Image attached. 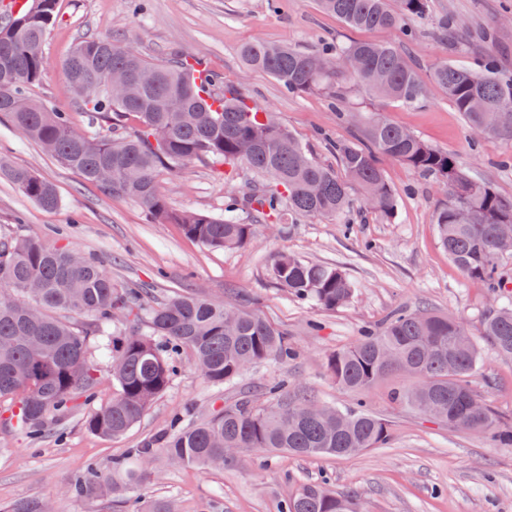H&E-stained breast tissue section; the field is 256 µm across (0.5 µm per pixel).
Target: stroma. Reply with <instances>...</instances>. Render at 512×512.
I'll return each instance as SVG.
<instances>
[{"mask_svg": "<svg viewBox=\"0 0 512 512\" xmlns=\"http://www.w3.org/2000/svg\"><path fill=\"white\" fill-rule=\"evenodd\" d=\"M134 14L132 0H58L57 19L43 47L45 71L30 94L72 113L73 96L62 65L81 38L122 36L151 61L188 53L235 85L260 106L269 108L320 163L337 168L333 141L357 142L358 133L336 115L323 93L290 94L269 75L248 70L240 56L243 44L259 38L305 51L326 44L372 42L401 44L397 28L360 30L324 14L317 0H144ZM512 0H428V12L412 21L418 32L409 58L419 78L429 83L430 101L408 107L381 102L345 84V106L352 112H379L429 144L451 152L459 165L512 196V167L498 164L504 142L475 136L444 91L431 85L434 65L458 60L453 42L436 38L435 27L452 17L468 33L469 63L485 59L512 76ZM0 156L33 170L54 185L59 205L48 211L0 177V238H37L107 264L116 286L139 283L155 297L192 292L257 312L285 332L297 356L251 368L234 383L215 387L177 358L169 388L123 437L96 435L86 427L91 414L116 391L109 369L98 374L96 397L45 432L31 437L15 429L0 408V512L15 502L51 494L55 512H138L150 501H169L178 512H279L298 484L319 483L358 496L363 512H512V447H497L484 436L426 421L405 405L388 400L395 385L413 380L394 374L370 390L367 409L389 425L388 441L355 456L299 458L252 452L224 470L157 465V478L132 486L120 496L82 500L67 489L76 474L97 468L108 474L126 449L169 430L176 415L204 416L248 393L285 379L312 391L322 402L348 408L355 397L325 371L329 354L359 339L363 327L383 322L396 308L427 309L478 328L491 298L486 286L470 279L448 259L434 223L446 194L385 156L378 165L397 199V212L385 220L360 211L361 191L351 187L354 212L338 218H297L258 229L245 247L210 248L186 237L179 225L158 224L136 201L109 194L63 167L34 141L0 119ZM159 188L176 210L223 216L228 193L248 191L246 169L220 179L210 165L195 162L178 173H161ZM288 251L303 259L343 269L354 282L351 302L333 312L295 300L275 282L269 257ZM482 360L473 377L476 390L500 418L512 422V358L477 337Z\"/></svg>", "mask_w": 512, "mask_h": 512, "instance_id": "stroma-1", "label": "stroma"}]
</instances>
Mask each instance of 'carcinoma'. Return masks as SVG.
I'll return each mask as SVG.
<instances>
[{
	"label": "carcinoma",
	"mask_w": 512,
	"mask_h": 512,
	"mask_svg": "<svg viewBox=\"0 0 512 512\" xmlns=\"http://www.w3.org/2000/svg\"><path fill=\"white\" fill-rule=\"evenodd\" d=\"M321 10L358 29L401 27L427 12L428 0H318ZM57 0L13 14L0 8V114L61 165L101 188L137 200L159 224H178L186 236L212 248L247 245L257 227L280 224L288 215L336 218L349 211V182L359 184L363 206L383 219L393 216L396 196L376 157L394 159L436 181L448 204L435 216L449 260L467 277L490 288L496 305L483 315L479 335L502 356L512 357V289L507 284L511 253L499 250L498 228L512 224V198L462 169L456 158L379 114L358 125L363 144L338 143L345 177L317 162L271 111L248 102L241 89L198 69L200 60L176 54L149 61L130 44L110 35L80 40L63 64L78 110L107 126L89 136L68 112L28 95L44 74L42 48L54 24ZM247 69L274 78L291 94L324 92L340 102L334 82L343 78L384 102L423 106L424 83L399 46L370 42L304 52L253 40L241 48ZM122 71L143 82L139 96L111 94L105 80ZM432 82L447 95L472 130L512 146V79L498 76L488 60L477 71L462 60L435 65ZM480 95L490 115L471 111ZM128 116L136 125L125 124ZM223 167L245 165L263 180L246 196L232 194L224 216L177 211L160 193V172H180L193 161ZM0 174L42 208L59 204L56 188L28 168L0 157ZM274 280L289 295L325 311L346 306L355 294L339 267L309 262L287 251L270 260ZM64 310L90 319L98 331L102 363L88 357V338L54 316ZM192 293L150 299L140 285L116 288L100 262L39 239L0 241V401L8 404L15 427L44 431L69 414L76 401H90L101 364L110 368L117 392L88 419V429L120 438L170 386L171 353L190 351L195 370L211 385L232 383L250 367L292 355L285 334L261 315ZM121 316L124 330L110 331ZM480 348L466 324L432 312L393 310L352 346L330 354L326 371L337 386L362 395L397 371L414 385L391 393L417 413L461 431L483 434L497 446L512 447V425L500 422L479 397L472 377ZM264 403L242 396L198 422H182L112 462V474L95 471L74 477L75 495L94 499L142 484L158 458L179 466L222 469L247 451L271 450L303 457H347L376 448L389 437L386 422L358 405L322 406L306 392L280 381L262 393ZM46 494L12 505L9 512H45ZM281 512H357L356 495L318 484L296 488Z\"/></svg>",
	"instance_id": "obj_1"
}]
</instances>
